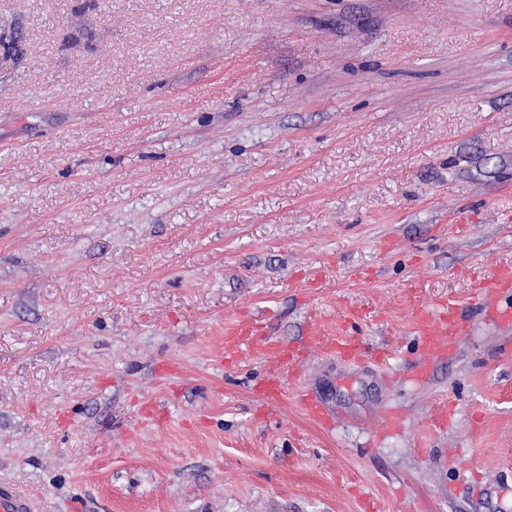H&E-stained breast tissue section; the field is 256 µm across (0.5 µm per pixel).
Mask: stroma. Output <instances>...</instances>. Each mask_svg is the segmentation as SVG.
<instances>
[{"label": "stroma", "instance_id": "35a3bbf8", "mask_svg": "<svg viewBox=\"0 0 512 512\" xmlns=\"http://www.w3.org/2000/svg\"><path fill=\"white\" fill-rule=\"evenodd\" d=\"M507 266L512 0H0V483L37 512H512V326L470 303ZM253 318L367 357L267 407ZM456 307L448 302V307L440 313L420 309L413 313V322L419 347L425 352H434L452 342L459 334L461 321L457 318Z\"/></svg>", "mask_w": 512, "mask_h": 512}]
</instances>
